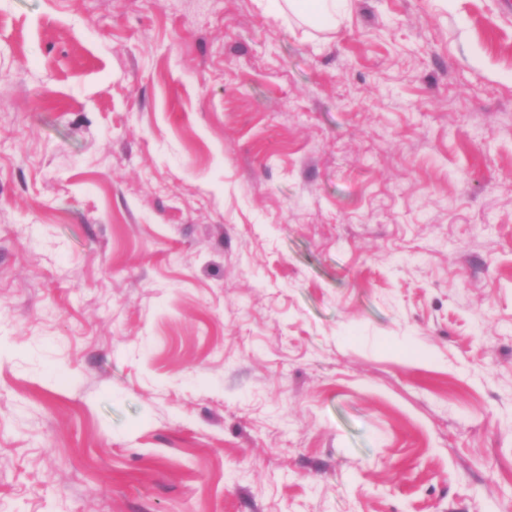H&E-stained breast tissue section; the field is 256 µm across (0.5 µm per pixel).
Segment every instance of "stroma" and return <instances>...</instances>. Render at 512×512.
<instances>
[{
    "mask_svg": "<svg viewBox=\"0 0 512 512\" xmlns=\"http://www.w3.org/2000/svg\"><path fill=\"white\" fill-rule=\"evenodd\" d=\"M0 512H512V0H0ZM268 11L281 14L286 2L288 11L303 16L312 22L333 28L336 26V14L345 5L346 0H265Z\"/></svg>",
    "mask_w": 512,
    "mask_h": 512,
    "instance_id": "35a3bbf8",
    "label": "stroma"
}]
</instances>
